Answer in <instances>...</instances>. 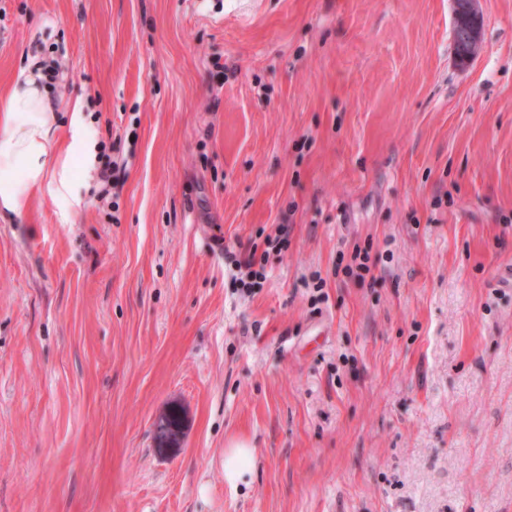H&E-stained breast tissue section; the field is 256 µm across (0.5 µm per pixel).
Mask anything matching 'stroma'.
<instances>
[{
  "instance_id": "35a3bbf8",
  "label": "stroma",
  "mask_w": 512,
  "mask_h": 512,
  "mask_svg": "<svg viewBox=\"0 0 512 512\" xmlns=\"http://www.w3.org/2000/svg\"><path fill=\"white\" fill-rule=\"evenodd\" d=\"M480 8L464 66L453 0H0V90L54 58L118 163L0 221V512H512V0ZM257 249V244L253 242L250 245L247 256L243 258H240L237 253L229 249H225L224 251V259L229 260L232 265H235L240 270L242 267L245 268L246 271L242 273V277L236 278V281H239L243 288H261L266 279L265 268L262 263L266 251L263 252L261 258L258 260ZM256 266H258V268H256ZM372 267L373 262L371 261L369 250L361 249L357 246L352 251L351 263L347 264L342 272L346 276H354L360 281L365 282L368 275H370L371 279H374ZM253 450L244 442L233 443L224 452V481L236 488L252 473Z\"/></svg>"
}]
</instances>
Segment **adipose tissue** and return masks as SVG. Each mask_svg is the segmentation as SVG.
<instances>
[{
  "label": "adipose tissue",
  "mask_w": 512,
  "mask_h": 512,
  "mask_svg": "<svg viewBox=\"0 0 512 512\" xmlns=\"http://www.w3.org/2000/svg\"><path fill=\"white\" fill-rule=\"evenodd\" d=\"M71 138L59 132L58 103L27 68L0 92V219H24L36 192L48 190L63 218L86 205L75 163L93 168L94 141L82 130L83 100L71 97Z\"/></svg>",
  "instance_id": "1"
}]
</instances>
